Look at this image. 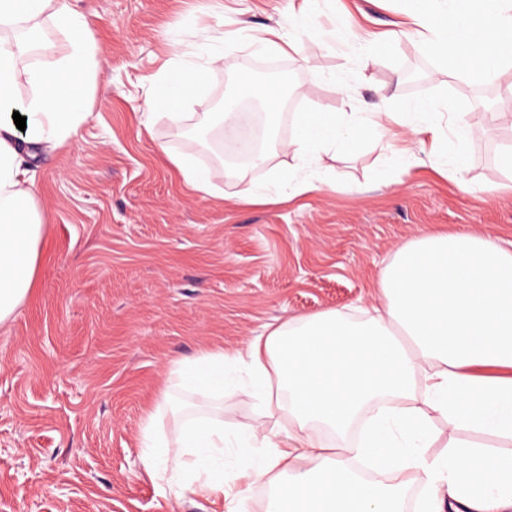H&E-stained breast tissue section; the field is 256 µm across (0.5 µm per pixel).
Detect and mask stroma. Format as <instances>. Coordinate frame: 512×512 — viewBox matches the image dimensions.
Segmentation results:
<instances>
[{
    "mask_svg": "<svg viewBox=\"0 0 512 512\" xmlns=\"http://www.w3.org/2000/svg\"><path fill=\"white\" fill-rule=\"evenodd\" d=\"M90 20L97 64L91 119L74 141L34 152V197L43 216L27 300L0 325V512H265L271 484L234 481L222 499L181 490L144 465L141 427L161 392V425L209 416L233 431L286 424L265 412L244 370L227 365L224 392L183 388L176 361L205 350L235 355L290 318L363 313L382 298L380 275L403 244L480 229L512 240V69L481 83L448 75L404 25L405 0H314L312 28L296 49L267 57L248 35L289 32L298 0H72ZM389 37L385 54L356 57L353 34ZM236 42L207 73L179 117L143 125L151 80L166 62L193 61L221 34ZM280 66L275 82L298 111H395L429 100L441 151L465 149L461 176L443 175L430 133L404 119L382 136L365 128L358 149L325 158L322 190L245 206L233 196L273 187L293 159L294 114L264 132V163L238 178L203 153L190 124L221 111L242 69ZM349 93H342L340 85ZM484 114L466 139L453 117ZM191 155L218 194L189 190L167 160Z\"/></svg>",
    "mask_w": 512,
    "mask_h": 512,
    "instance_id": "stroma-1",
    "label": "stroma"
}]
</instances>
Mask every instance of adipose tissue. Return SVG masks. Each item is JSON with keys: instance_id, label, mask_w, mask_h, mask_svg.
I'll list each match as a JSON object with an SVG mask.
<instances>
[{"instance_id": "1", "label": "adipose tissue", "mask_w": 512, "mask_h": 512, "mask_svg": "<svg viewBox=\"0 0 512 512\" xmlns=\"http://www.w3.org/2000/svg\"><path fill=\"white\" fill-rule=\"evenodd\" d=\"M312 0H300L292 31L268 29L258 51L284 54L311 26ZM413 18L442 16L429 41L431 53L450 62L451 73L484 81L512 67V0H411ZM52 22L68 51L54 57L44 41L30 62L26 32ZM223 44L210 45L201 62L165 69L151 86L145 121L175 115L194 96ZM95 64L89 22L70 0H0V324L24 302L33 284L42 239L33 198L34 176L20 144L57 146L73 140L91 117L89 75ZM30 93H17L19 84ZM26 119L18 129L14 115ZM390 113L366 115L312 108L294 115L295 136L282 143L304 166L321 153H348L357 132H386ZM383 303L356 323L329 311L286 321L250 341L244 365L267 410H288V430L236 436L234 451L253 457L248 484L278 478L266 512H402L412 482L422 481L421 512H512V453L457 438L432 459L425 448L434 414L454 428L512 438V246L478 232L429 236L402 245L382 271ZM230 358L206 350L180 363L185 387L224 388ZM425 392L416 398V375ZM158 402L142 427L145 465L164 464L178 487L197 484L222 496L228 468L220 419L194 418L174 434L161 433ZM340 437L318 439L314 424Z\"/></svg>"}]
</instances>
